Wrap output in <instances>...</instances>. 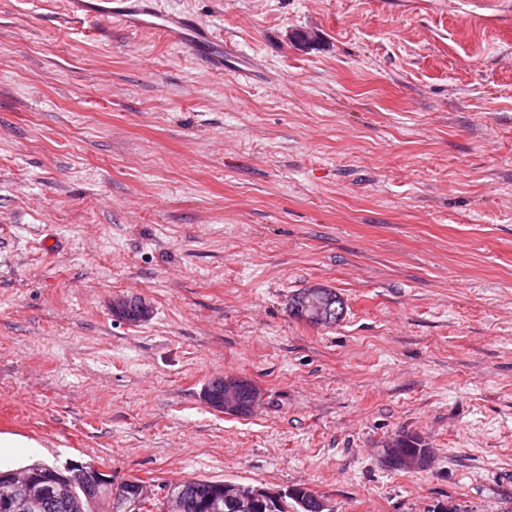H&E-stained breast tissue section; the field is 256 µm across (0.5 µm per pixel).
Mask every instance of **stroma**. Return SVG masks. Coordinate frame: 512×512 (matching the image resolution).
Returning a JSON list of instances; mask_svg holds the SVG:
<instances>
[{
    "label": "stroma",
    "instance_id": "1",
    "mask_svg": "<svg viewBox=\"0 0 512 512\" xmlns=\"http://www.w3.org/2000/svg\"><path fill=\"white\" fill-rule=\"evenodd\" d=\"M158 2L255 80L0 0V467L512 512V0ZM313 286L336 324L290 314ZM403 433L428 467L383 464ZM112 310L114 313L130 311V317H123L122 320L129 323H137L148 319L151 315V307L145 299L137 296H121L113 300ZM212 382L213 380L208 384ZM203 399L212 409L236 416L250 412L259 399V392L256 388H251L242 378H216L203 392Z\"/></svg>",
    "mask_w": 512,
    "mask_h": 512
}]
</instances>
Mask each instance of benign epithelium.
<instances>
[{
	"mask_svg": "<svg viewBox=\"0 0 512 512\" xmlns=\"http://www.w3.org/2000/svg\"><path fill=\"white\" fill-rule=\"evenodd\" d=\"M331 298L318 286L307 288L298 293L296 306L302 311V318L314 326H324L332 320ZM115 313L130 312L125 318L129 323L148 319L151 307L146 300L137 296H121L113 300ZM205 403L214 410L226 415L236 416L248 413L259 399L257 389L250 387L247 381L237 377L216 379L205 392ZM384 460H396L404 470H416L427 467L429 454L426 452L394 456L395 449H382ZM101 484L112 487L113 496L123 507V512H139V508L152 498V490L140 485L134 496L124 494L123 484H112V475L99 469H87L78 462H72L63 469H52L27 479H15L8 476L0 480V509L4 512H43L48 505L65 501L67 488L85 485L94 489ZM215 491L224 496V502L235 512H254L261 503H281L285 494L270 489L252 488L232 480L215 483ZM191 493L186 482L173 484L169 488L165 510L174 508Z\"/></svg>",
	"mask_w": 512,
	"mask_h": 512,
	"instance_id": "7a95c632",
	"label": "benign epithelium"
}]
</instances>
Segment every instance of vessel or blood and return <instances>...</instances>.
Listing matches in <instances>:
<instances>
[{
    "label": "vessel or blood",
    "mask_w": 512,
    "mask_h": 512,
    "mask_svg": "<svg viewBox=\"0 0 512 512\" xmlns=\"http://www.w3.org/2000/svg\"><path fill=\"white\" fill-rule=\"evenodd\" d=\"M71 11L77 17H114L129 28L159 29L169 41L194 48L219 73L234 55L232 44L215 39L190 16L161 11L155 0H71Z\"/></svg>",
    "instance_id": "b4317fda"
}]
</instances>
